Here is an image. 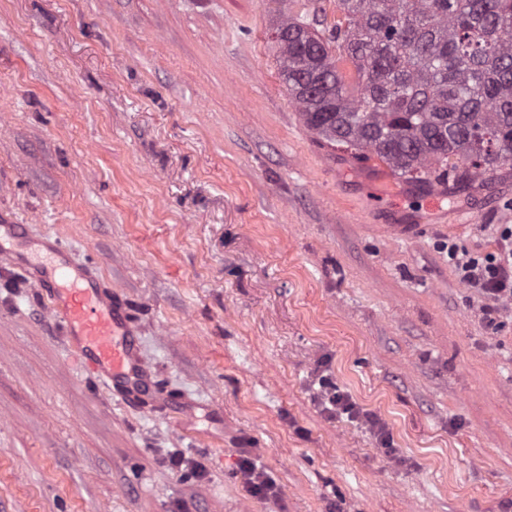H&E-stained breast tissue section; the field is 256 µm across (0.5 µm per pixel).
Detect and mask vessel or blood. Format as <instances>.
<instances>
[{"label":"vessel or blood","mask_w":512,"mask_h":512,"mask_svg":"<svg viewBox=\"0 0 512 512\" xmlns=\"http://www.w3.org/2000/svg\"><path fill=\"white\" fill-rule=\"evenodd\" d=\"M23 233V225H0V258L42 290L64 341L90 377L125 399H136L151 372L139 357L128 303L94 266L75 262L58 240L46 239L43 251L31 256L18 255L9 243Z\"/></svg>","instance_id":"b4317fda"}]
</instances>
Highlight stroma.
Masks as SVG:
<instances>
[{
	"label": "stroma",
	"mask_w": 512,
	"mask_h": 512,
	"mask_svg": "<svg viewBox=\"0 0 512 512\" xmlns=\"http://www.w3.org/2000/svg\"><path fill=\"white\" fill-rule=\"evenodd\" d=\"M284 14L341 17L336 0H0V216L97 264L177 398L150 413L89 383L40 292L0 272V512L512 500V306L488 330L443 247L492 249L512 165L432 206L328 146L281 78ZM322 362L392 448L322 413ZM245 455L278 500L244 491Z\"/></svg>",
	"instance_id": "1"
}]
</instances>
